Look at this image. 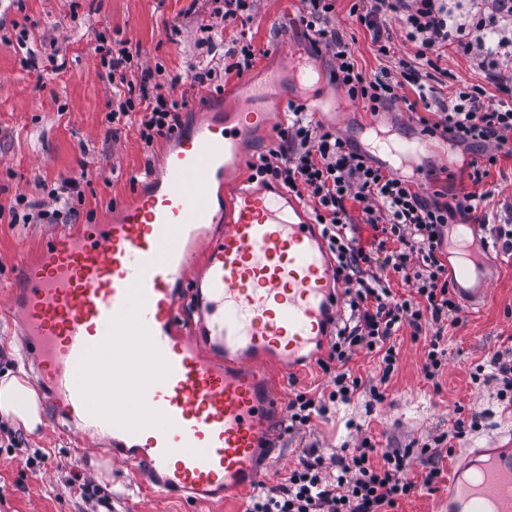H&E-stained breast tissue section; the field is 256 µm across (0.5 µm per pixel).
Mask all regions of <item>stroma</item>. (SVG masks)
<instances>
[{
	"label": "stroma",
	"instance_id": "stroma-1",
	"mask_svg": "<svg viewBox=\"0 0 512 512\" xmlns=\"http://www.w3.org/2000/svg\"><path fill=\"white\" fill-rule=\"evenodd\" d=\"M353 2L336 0L332 23L343 33L365 75L402 60L414 61L416 48L405 42L395 17L388 20L395 47L390 56H378L368 32L350 14ZM214 6V0H0V375L30 377L19 322L1 302L42 241L75 224L105 220L116 205L130 199L133 175L160 169L170 143L169 138L159 137L144 144L133 126L113 135L107 120L113 89L97 46L126 41L138 50L144 65L161 67L156 80L163 93L180 98L189 88L192 64L206 56L199 43L200 27L208 23ZM301 9V0H259L250 21L225 26V43L241 37L251 40L254 65L239 75L226 71L225 59H214L218 78L190 97L182 122L199 119L206 102L228 112L240 111L249 103L252 87L261 86L277 109H286L291 102L321 107L317 122L350 138L360 150H367L378 129L395 139H411L418 152L403 172L415 184L428 193L485 194L484 207L493 222L512 221V156L500 157L481 184H472V150L421 135L416 116L406 108L416 98L413 86H400L396 106L377 113L351 100L329 77L331 57L317 52L303 34L298 24ZM55 47L66 59L59 72L46 61ZM286 49L301 66H314L312 82L295 85L282 63ZM29 53L35 63L27 68L22 60ZM67 178L77 179L82 193L77 220L62 215L51 224L12 223L18 197L46 200L48 192ZM483 274L491 283V300L465 303L463 323L447 328L448 354L437 381L426 380L422 373L423 342L412 341L408 330H401L400 362L385 400L374 401L365 391L332 406L325 417L314 420L312 428L282 433L271 457L258 460L263 483L269 487L280 483L304 448L328 456L342 446H356L364 433L383 448L426 441L448 432L461 406L489 411L490 417L481 429L455 441V457L443 462L445 475H452L456 456L467 449L511 440L512 407L500 404L495 382L478 385L470 374L512 336V259L486 248ZM267 370L284 401L327 381L314 361L287 372L271 363ZM36 394L44 416L36 431L16 420L0 419V426L19 438L17 447L0 450V512H87L86 504L66 483L76 472L95 481L100 496L109 502L107 512H245L249 498L245 491L198 507L178 498L158 497L125 464L107 455L111 436L76 445L49 416L48 388H37Z\"/></svg>",
	"mask_w": 512,
	"mask_h": 512
}]
</instances>
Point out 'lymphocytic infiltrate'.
<instances>
[{"label": "lymphocytic infiltrate", "mask_w": 512, "mask_h": 512, "mask_svg": "<svg viewBox=\"0 0 512 512\" xmlns=\"http://www.w3.org/2000/svg\"><path fill=\"white\" fill-rule=\"evenodd\" d=\"M484 2L486 11L465 25L449 12L447 0H355L351 12L379 55L389 56L392 49L393 35L386 24L391 15L399 16L405 41L416 48L415 63L403 62L398 69H384L371 77L358 68L342 34L328 25L335 0H302L301 22L314 46L334 58L331 79L371 112L396 102V90L406 82L415 87L418 97L408 103V111L420 107L426 111L419 119L424 135L484 146L482 158L471 163V178L478 183L500 155H512V87L499 69L501 57L512 54V30L502 25L512 19V0ZM450 46L477 59L488 84L502 92V99L488 96L480 86L462 87L449 98L441 97L423 65ZM97 50L111 82L127 84L129 69L141 71L137 95L118 100L110 122L134 120L147 144L173 134L185 101L163 94L152 70L139 67L126 43L101 44ZM288 112L278 148L251 163V178L281 184L298 198L310 200L314 220L336 258V273L345 284L350 309L331 338L326 358L319 361L321 370L331 376L330 391L299 392L288 401L289 420L300 428L322 417L327 402L350 400L364 387L362 378L348 368L356 352L377 361L379 379L368 389L374 399L384 400L383 386L399 362L402 328H409L412 340L425 342V379L438 377L447 354L445 328L461 322V306L441 249L445 228L459 214L484 225L489 218L480 211L482 196L466 193L451 205L429 200L412 181L372 164L336 132L313 125L304 106L290 105ZM353 205L373 231L369 243H361L356 234L349 211ZM397 281L402 291H394ZM487 417L484 411L459 414L447 435L414 450L383 449L369 436L361 437L353 451L329 457L306 449L278 485L250 496L247 512H391L399 500L418 489L437 490L444 479L443 462L453 453L447 440L478 430ZM414 456L422 465L417 481L405 476Z\"/></svg>", "instance_id": "lymphocytic-infiltrate-1"}]
</instances>
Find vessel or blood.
I'll list each match as a JSON object with an SVG mask.
<instances>
[{
  "label": "vessel or blood",
  "instance_id": "b4317fda",
  "mask_svg": "<svg viewBox=\"0 0 512 512\" xmlns=\"http://www.w3.org/2000/svg\"><path fill=\"white\" fill-rule=\"evenodd\" d=\"M277 112L185 128L163 176L117 217L54 234L9 310L75 437L108 434L112 455L159 494L221 502L260 479L258 459L284 409L266 362L316 355L341 300L322 235L296 201L236 185L238 142ZM408 161L414 142L378 136ZM233 186L226 212L215 181ZM479 223L460 224L457 282L479 274ZM448 512H512V448H473Z\"/></svg>",
  "mask_w": 512,
  "mask_h": 512
}]
</instances>
